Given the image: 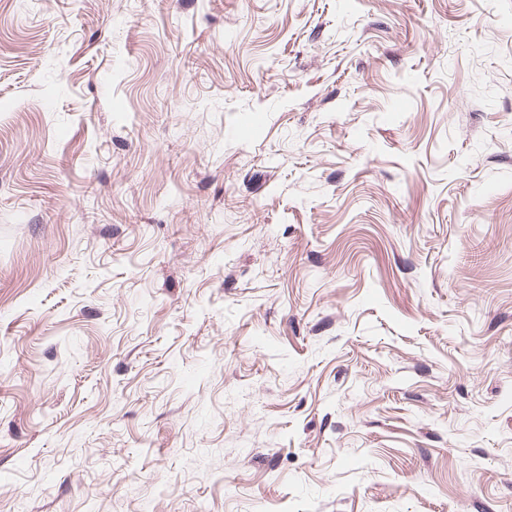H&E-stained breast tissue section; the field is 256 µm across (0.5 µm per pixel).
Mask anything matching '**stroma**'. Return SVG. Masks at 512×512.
I'll return each instance as SVG.
<instances>
[{"label": "stroma", "mask_w": 512, "mask_h": 512, "mask_svg": "<svg viewBox=\"0 0 512 512\" xmlns=\"http://www.w3.org/2000/svg\"><path fill=\"white\" fill-rule=\"evenodd\" d=\"M512 512V0H0V512Z\"/></svg>", "instance_id": "stroma-1"}]
</instances>
